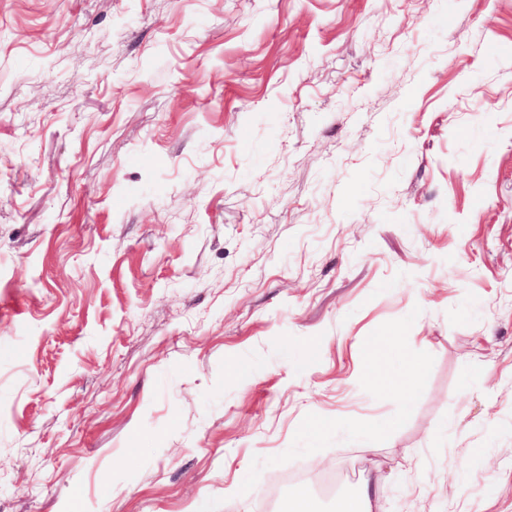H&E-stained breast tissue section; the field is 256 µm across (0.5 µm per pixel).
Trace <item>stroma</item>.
<instances>
[{"label":"stroma","mask_w":512,"mask_h":512,"mask_svg":"<svg viewBox=\"0 0 512 512\" xmlns=\"http://www.w3.org/2000/svg\"><path fill=\"white\" fill-rule=\"evenodd\" d=\"M299 475L512 512V0H0V512ZM396 351L383 341H373L364 351L367 381L381 384L387 378V365L395 357ZM405 361V378L397 383V388L401 391L404 398L408 401L414 398V381L421 374L424 362L417 355L401 353Z\"/></svg>","instance_id":"obj_1"}]
</instances>
